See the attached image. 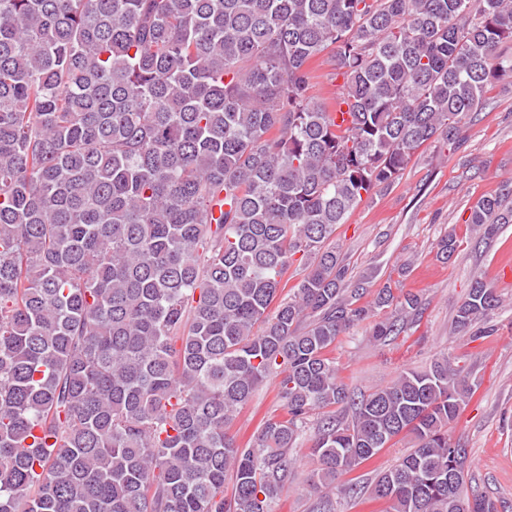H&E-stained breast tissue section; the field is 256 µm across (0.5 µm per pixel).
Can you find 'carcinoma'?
Here are the masks:
<instances>
[{"label": "carcinoma", "instance_id": "obj_1", "mask_svg": "<svg viewBox=\"0 0 512 512\" xmlns=\"http://www.w3.org/2000/svg\"><path fill=\"white\" fill-rule=\"evenodd\" d=\"M510 44L512 0H0V512H274L306 434L312 512L401 435L368 488L387 512H498L448 435L472 384L447 356L367 395L339 376L340 336H398L422 300L360 303L333 235L456 143ZM468 223L493 238L512 204ZM499 304L475 280L453 330L484 338ZM270 381L283 414L242 447ZM332 67L327 61V55L318 57L312 64V93L316 98L330 99L333 94L338 92V86L341 84V78H332ZM282 413V407L276 397V388L273 383L268 382L255 393L252 400L241 410L233 421L230 432L243 446L251 439L265 419ZM413 446L411 437H400L391 447L384 448L372 461L366 463L350 475L347 479H354L358 486H364L370 482L375 474L396 464L397 460L407 453Z\"/></svg>", "mask_w": 512, "mask_h": 512}]
</instances>
